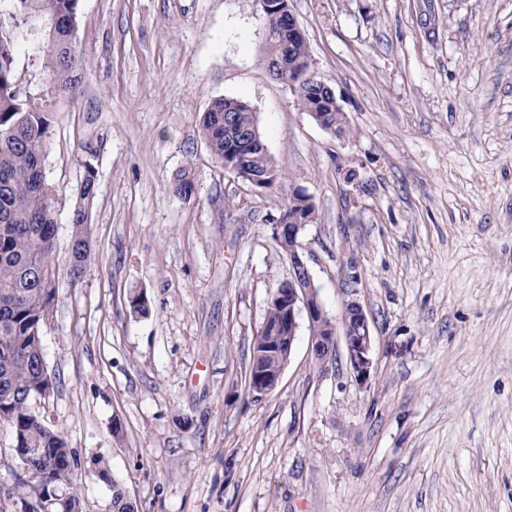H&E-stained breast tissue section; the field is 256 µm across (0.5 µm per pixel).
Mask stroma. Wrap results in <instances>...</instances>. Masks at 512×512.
<instances>
[{
    "mask_svg": "<svg viewBox=\"0 0 512 512\" xmlns=\"http://www.w3.org/2000/svg\"><path fill=\"white\" fill-rule=\"evenodd\" d=\"M322 128L260 61L254 0H82L84 80L58 96L44 172L55 263L85 164L97 172L83 282L41 329L39 405L78 460L81 512H512V0H290ZM249 103L285 175L257 194L198 133ZM195 199L174 195L182 167ZM312 197L299 252L333 317L355 295L374 370H319L300 321L278 387L246 391L252 339L291 274L283 198ZM144 293L147 313L130 298ZM0 427V512L18 473ZM99 473L103 481L112 485V512H134V506L127 497L123 485L115 478L111 479L106 468H101Z\"/></svg>",
    "mask_w": 512,
    "mask_h": 512,
    "instance_id": "35a3bbf8",
    "label": "stroma"
}]
</instances>
